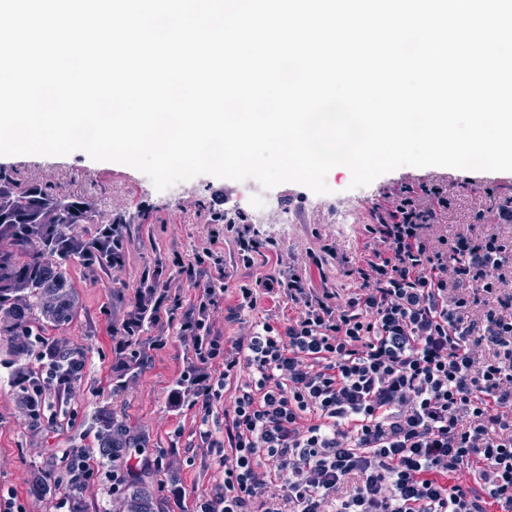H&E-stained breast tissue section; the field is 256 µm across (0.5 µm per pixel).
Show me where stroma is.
Instances as JSON below:
<instances>
[{
    "instance_id": "stroma-1",
    "label": "stroma",
    "mask_w": 512,
    "mask_h": 512,
    "mask_svg": "<svg viewBox=\"0 0 512 512\" xmlns=\"http://www.w3.org/2000/svg\"><path fill=\"white\" fill-rule=\"evenodd\" d=\"M0 169L20 182H50L63 194L83 197L94 204L100 220L121 219L131 232L124 267L89 270L72 264L77 313L68 324L44 330L45 336L80 351L85 359L70 402H55L45 409L46 414L55 415L56 427L35 429L16 402L12 373L20 364L37 369L38 345H31L28 355L18 360L7 339L0 337V505L11 499L25 512H55L63 490L41 498L32 488L33 475L38 472L55 479L66 452L95 455L94 415L99 407L107 406L134 434L145 436V458L162 457L166 470L154 472L156 482H163L166 471L177 474L184 493L177 499L163 491L164 512H193L196 498L211 493L216 467L190 445L193 409L174 411L167 403L168 392L190 362L192 351L175 338L165 348L153 349L158 331L145 326L139 350L148 366L127 376L124 386L116 390L112 387L111 327L132 304L143 271L153 269L159 260L172 263L175 253H189L207 238L210 209L223 208L215 198L222 179L202 174L185 181L181 193L172 194L146 182L144 173L131 166L96 161L81 150L65 156H0ZM351 179L349 169H332L327 176L329 193L304 190L305 210L293 213L291 223L260 225L261 236L278 242L283 263H291L293 256L321 241L354 254L360 227L369 222L371 208L384 203L385 193L404 183L447 186L454 201L438 228L440 234L453 236L480 220L503 238L512 239V224L498 223L495 210L496 204L512 198V172L405 166L356 189L351 188ZM347 206L355 210L352 224L332 223V211ZM118 503L112 493V464L101 462L84 489V512H117Z\"/></svg>"
}]
</instances>
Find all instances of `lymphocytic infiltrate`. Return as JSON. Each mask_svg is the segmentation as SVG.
<instances>
[{
    "label": "lymphocytic infiltrate",
    "mask_w": 512,
    "mask_h": 512,
    "mask_svg": "<svg viewBox=\"0 0 512 512\" xmlns=\"http://www.w3.org/2000/svg\"><path fill=\"white\" fill-rule=\"evenodd\" d=\"M388 197L353 257L324 244L257 277L276 241L214 211L206 241L176 256L175 273L160 265L141 277L112 327V373L139 364L145 324L178 322L193 359L168 403L197 406L195 434L222 470L195 512H324L330 502L335 512H512V242L484 224L435 235L445 186ZM128 244L117 221L76 240L88 268L124 266ZM329 256L346 286L313 283ZM263 301L289 316L225 335ZM219 304L220 328L210 317ZM40 347L33 391L65 402L84 359Z\"/></svg>",
    "instance_id": "obj_1"
}]
</instances>
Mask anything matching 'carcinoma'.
I'll return each instance as SVG.
<instances>
[{
  "mask_svg": "<svg viewBox=\"0 0 512 512\" xmlns=\"http://www.w3.org/2000/svg\"><path fill=\"white\" fill-rule=\"evenodd\" d=\"M98 223L97 213L81 197L62 195L49 183L22 186L0 176V336L10 342L16 358L28 351L30 337L40 334L42 324L62 326L75 315V288L70 266L79 260L74 247L60 241L75 235L79 224ZM27 371L14 375L19 402L30 412L33 402L22 381ZM100 454L107 460L127 457L145 444L131 433L112 410L102 406L95 414ZM85 474L77 471L68 484V497L82 510ZM161 485L135 477L121 497L120 512H161Z\"/></svg>",
  "mask_w": 512,
  "mask_h": 512,
  "instance_id": "obj_1",
  "label": "carcinoma"
}]
</instances>
